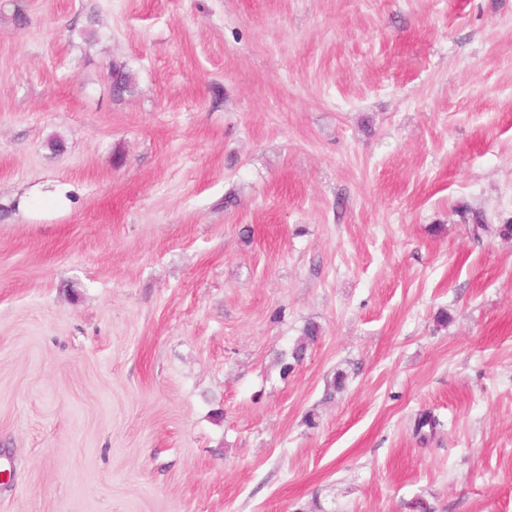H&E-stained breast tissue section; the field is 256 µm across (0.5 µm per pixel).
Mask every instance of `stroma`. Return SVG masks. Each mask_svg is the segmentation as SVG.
<instances>
[{
  "mask_svg": "<svg viewBox=\"0 0 512 512\" xmlns=\"http://www.w3.org/2000/svg\"><path fill=\"white\" fill-rule=\"evenodd\" d=\"M476 212L512 0H0V512H512Z\"/></svg>",
  "mask_w": 512,
  "mask_h": 512,
  "instance_id": "obj_1",
  "label": "stroma"
}]
</instances>
